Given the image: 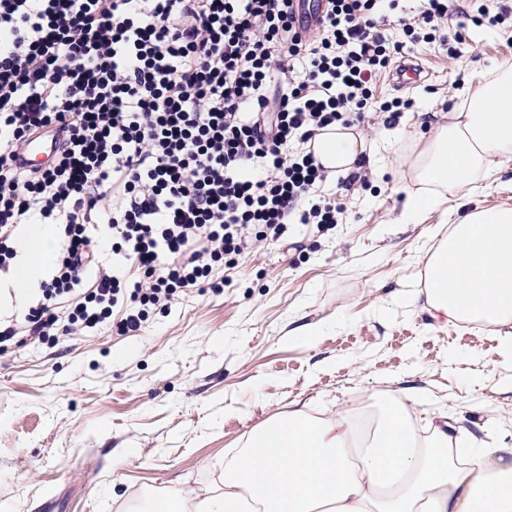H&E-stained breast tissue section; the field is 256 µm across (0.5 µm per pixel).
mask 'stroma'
I'll list each match as a JSON object with an SVG mask.
<instances>
[{"label": "stroma", "mask_w": 512, "mask_h": 512, "mask_svg": "<svg viewBox=\"0 0 512 512\" xmlns=\"http://www.w3.org/2000/svg\"><path fill=\"white\" fill-rule=\"evenodd\" d=\"M452 49L413 43L421 70L377 81L358 131L380 137L382 102L414 100L400 119L446 112L467 72L512 57V24L450 14ZM367 181L328 178L315 200L341 205L336 224H292L277 242L214 273L219 285L151 313L145 328L104 326L52 344L0 352V512H139L155 494L215 485L224 456L258 424L297 407L373 406L380 391L414 394L422 418L447 414L482 445L512 425V356L482 327L433 325L423 245L446 225L438 209L398 224L395 155ZM315 323L318 335H298Z\"/></svg>", "instance_id": "1"}]
</instances>
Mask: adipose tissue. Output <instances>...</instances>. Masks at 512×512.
I'll return each instance as SVG.
<instances>
[{"mask_svg": "<svg viewBox=\"0 0 512 512\" xmlns=\"http://www.w3.org/2000/svg\"><path fill=\"white\" fill-rule=\"evenodd\" d=\"M426 126L419 135L399 125L382 130L406 193L399 223H418L451 198L471 202L430 238L428 312L440 327L481 325L512 351V206L474 198L512 163V57L475 68L460 102ZM312 148L332 174L383 166L353 127L324 131ZM54 248L52 226L23 228L15 300L26 297ZM378 401L364 428L342 411L313 417L297 408L274 417L227 454L224 489L208 493L205 512H512V445L492 439L459 464L445 426L421 435L414 396L383 391Z\"/></svg>", "mask_w": 512, "mask_h": 512, "instance_id": "adipose-tissue-1", "label": "adipose tissue"}]
</instances>
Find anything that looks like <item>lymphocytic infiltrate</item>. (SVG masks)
Instances as JSON below:
<instances>
[{"instance_id":"lymphocytic-infiltrate-1","label":"lymphocytic infiltrate","mask_w":512,"mask_h":512,"mask_svg":"<svg viewBox=\"0 0 512 512\" xmlns=\"http://www.w3.org/2000/svg\"><path fill=\"white\" fill-rule=\"evenodd\" d=\"M294 0H0V274L20 226H57L40 293L0 344L142 331L152 310L212 285L289 224L326 171L310 145L365 119L406 41L434 42L448 0L375 33L382 0H324L314 27ZM64 133L55 162H17L34 133ZM134 268L123 279L100 251Z\"/></svg>"}]
</instances>
